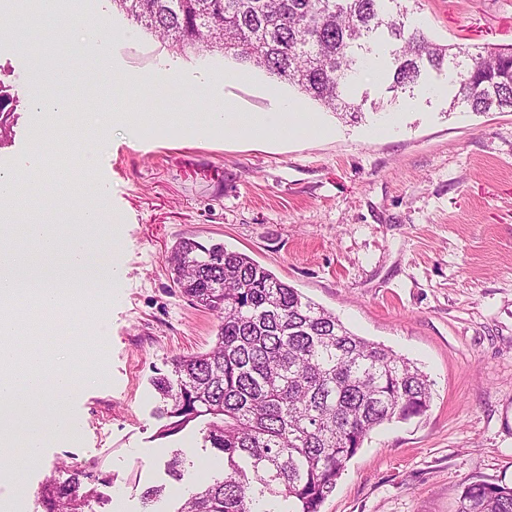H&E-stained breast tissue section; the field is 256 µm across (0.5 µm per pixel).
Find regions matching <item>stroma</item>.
<instances>
[{"label":"stroma","mask_w":512,"mask_h":512,"mask_svg":"<svg viewBox=\"0 0 512 512\" xmlns=\"http://www.w3.org/2000/svg\"><path fill=\"white\" fill-rule=\"evenodd\" d=\"M409 17L430 39L447 44L512 47V0H407ZM70 45L102 41L108 63L73 51L59 61L93 79L73 85L66 119L33 111L29 70L43 54L36 0H0V26L19 11L27 30L0 40V82L17 102L12 137L0 145V169H36L14 203L12 246L31 252L29 218L66 224L70 212L46 207L63 183L45 170L66 143L81 205L104 209L122 226L117 251L125 275L100 309L84 319L60 312L46 339L36 338L26 303L17 313L37 348L87 337L85 364L102 365L101 380L76 386L67 400L33 396L15 428H49L62 412L77 422L74 439L52 438L23 475L14 512H44L38 498L64 469L110 475L99 486L97 512H176L186 491L224 471L198 427L165 436L153 383L172 356L208 351L219 320L174 285L166 257L184 238L247 254L277 278L332 311L353 332L411 360L432 383L421 416L372 430L347 463L320 512H457L463 486L484 481L512 487V112L448 109L446 73H427L413 95L392 98L385 71L361 67L353 92L358 116L334 113L296 86L243 68L217 50L180 52L133 26L112 0H57ZM161 71L183 96L168 102L144 92L143 75ZM222 86L210 97L208 84ZM317 117L322 134L257 144L213 130L178 140L134 136L113 127L85 134L88 118L117 110L205 124L232 103L239 112H273L283 102ZM184 453V476L166 464ZM163 486L153 503L147 488Z\"/></svg>","instance_id":"1"}]
</instances>
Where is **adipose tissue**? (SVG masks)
Returning <instances> with one entry per match:
<instances>
[{"mask_svg": "<svg viewBox=\"0 0 512 512\" xmlns=\"http://www.w3.org/2000/svg\"><path fill=\"white\" fill-rule=\"evenodd\" d=\"M209 128H220L251 141L280 138L289 131L308 133L316 126L308 114L293 111L291 104L275 112H237L232 104H225L223 111L210 113Z\"/></svg>", "mask_w": 512, "mask_h": 512, "instance_id": "adipose-tissue-1", "label": "adipose tissue"}]
</instances>
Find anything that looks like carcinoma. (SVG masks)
Segmentation results:
<instances>
[{
	"instance_id": "cac0c4a2",
	"label": "carcinoma",
	"mask_w": 512,
	"mask_h": 512,
	"mask_svg": "<svg viewBox=\"0 0 512 512\" xmlns=\"http://www.w3.org/2000/svg\"><path fill=\"white\" fill-rule=\"evenodd\" d=\"M137 24L187 48H219L261 68L333 112L357 114L347 94L371 34L394 40L393 96L412 92L425 67L448 70V111L512 112V48L471 51L430 40L408 10L383 15L380 0H113ZM14 97L0 82V137ZM173 283L220 320L206 352L171 359L155 380L170 420L164 432L200 426L224 473L191 490L176 512H319L347 462L375 427L424 414L427 376L410 360L349 330L249 256L184 239L168 259ZM74 470L40 490L45 512H95V485ZM458 512H512V488L466 485Z\"/></svg>"
}]
</instances>
